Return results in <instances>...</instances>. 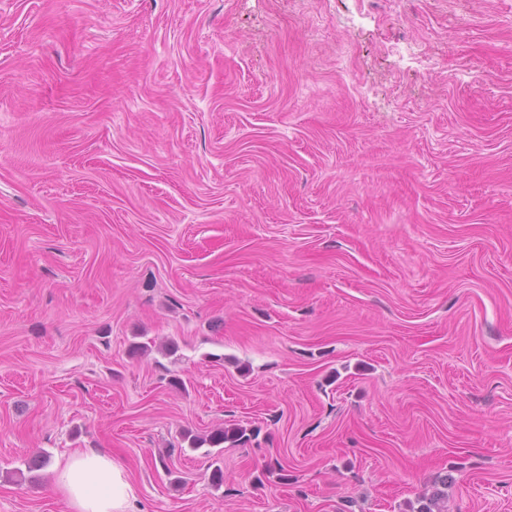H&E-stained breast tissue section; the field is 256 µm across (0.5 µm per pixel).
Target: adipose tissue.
<instances>
[{
	"label": "adipose tissue",
	"instance_id": "1",
	"mask_svg": "<svg viewBox=\"0 0 512 512\" xmlns=\"http://www.w3.org/2000/svg\"><path fill=\"white\" fill-rule=\"evenodd\" d=\"M55 484L72 512H138V491L127 469L102 449L85 448L59 462Z\"/></svg>",
	"mask_w": 512,
	"mask_h": 512
}]
</instances>
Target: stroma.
Returning <instances> with one entry per match:
<instances>
[{
  "instance_id": "stroma-1",
  "label": "stroma",
  "mask_w": 512,
  "mask_h": 512,
  "mask_svg": "<svg viewBox=\"0 0 512 512\" xmlns=\"http://www.w3.org/2000/svg\"><path fill=\"white\" fill-rule=\"evenodd\" d=\"M77 448L141 512H512V0H0V512ZM247 431V428L236 423H231L225 425L224 428L216 429L207 435H194L190 438L187 437V439H189L190 448H201L205 444L215 448L220 447L225 443L235 446L244 444L250 440V435L247 434Z\"/></svg>"
}]
</instances>
